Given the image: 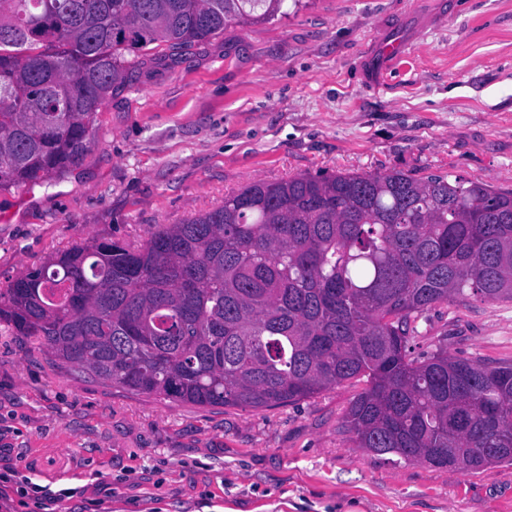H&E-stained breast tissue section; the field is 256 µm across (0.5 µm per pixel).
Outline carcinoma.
<instances>
[{"mask_svg":"<svg viewBox=\"0 0 512 512\" xmlns=\"http://www.w3.org/2000/svg\"><path fill=\"white\" fill-rule=\"evenodd\" d=\"M303 0H0V189L79 165L112 86L161 46ZM512 301V191L402 171L257 181L139 246L88 241L0 289V324L56 367L210 407L294 404L364 381L357 447L453 473L512 465V363L411 356L417 321Z\"/></svg>","mask_w":512,"mask_h":512,"instance_id":"cac0c4a2","label":"carcinoma"}]
</instances>
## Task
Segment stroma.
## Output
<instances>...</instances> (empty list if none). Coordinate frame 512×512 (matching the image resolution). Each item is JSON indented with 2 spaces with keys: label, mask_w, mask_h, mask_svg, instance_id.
Returning <instances> with one entry per match:
<instances>
[{
  "label": "stroma",
  "mask_w": 512,
  "mask_h": 512,
  "mask_svg": "<svg viewBox=\"0 0 512 512\" xmlns=\"http://www.w3.org/2000/svg\"><path fill=\"white\" fill-rule=\"evenodd\" d=\"M407 53L373 88L381 43ZM451 174L512 190V0H308L129 71L77 167L0 190V288L84 240L142 244L257 180ZM416 352L512 361V302L432 307ZM351 382L274 408L170 402L52 367L0 325V512H512V466L357 448Z\"/></svg>",
  "instance_id": "stroma-1"
}]
</instances>
